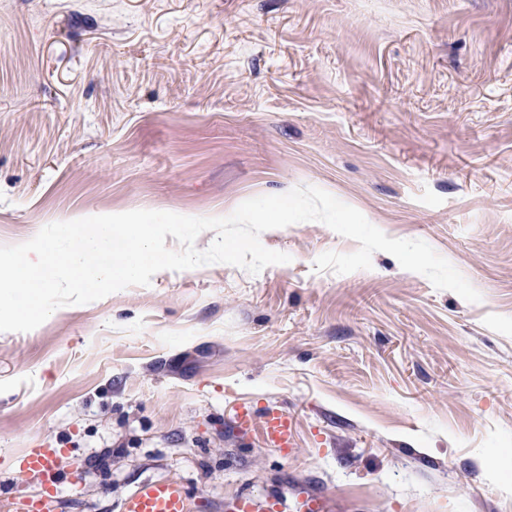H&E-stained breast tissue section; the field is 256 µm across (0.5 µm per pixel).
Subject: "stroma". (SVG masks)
<instances>
[{"label": "stroma", "mask_w": 512, "mask_h": 512, "mask_svg": "<svg viewBox=\"0 0 512 512\" xmlns=\"http://www.w3.org/2000/svg\"><path fill=\"white\" fill-rule=\"evenodd\" d=\"M316 186L419 239L438 290L319 222L258 274L156 273L0 332V512L60 448L58 512L145 478L214 502L307 488L334 512H512V0H0V245L136 209L225 217ZM287 406L291 456L237 401Z\"/></svg>", "instance_id": "1"}]
</instances>
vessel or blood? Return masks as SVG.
<instances>
[{"instance_id":"b4317fda","label":"vessel or blood","mask_w":512,"mask_h":512,"mask_svg":"<svg viewBox=\"0 0 512 512\" xmlns=\"http://www.w3.org/2000/svg\"><path fill=\"white\" fill-rule=\"evenodd\" d=\"M235 419L240 429L268 445L288 453L298 451L296 422L284 408H268L252 412L248 405H239ZM59 449L32 448L19 458L22 470L40 478L38 491L32 496L12 503L13 512H57L60 491L65 476L58 465ZM199 494L187 483L176 478L146 479L113 506L114 512H193L199 503ZM328 498L322 494H298L295 498L283 496L259 497L238 493L212 506L211 512H330Z\"/></svg>"}]
</instances>
